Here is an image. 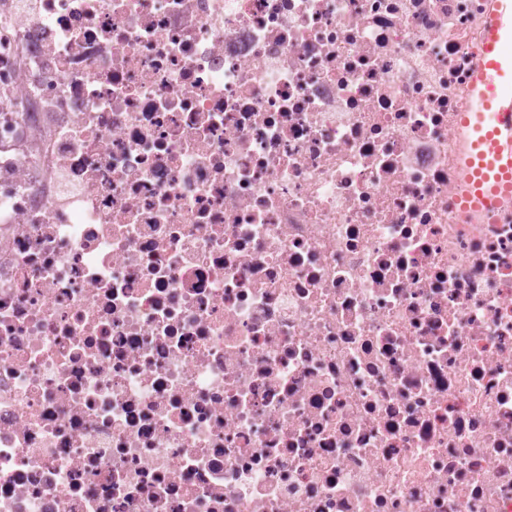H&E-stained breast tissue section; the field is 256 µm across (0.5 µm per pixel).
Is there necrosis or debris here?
<instances>
[{
    "instance_id": "obj_1",
    "label": "necrosis or debris",
    "mask_w": 512,
    "mask_h": 512,
    "mask_svg": "<svg viewBox=\"0 0 512 512\" xmlns=\"http://www.w3.org/2000/svg\"><path fill=\"white\" fill-rule=\"evenodd\" d=\"M489 7H0V512H512ZM471 96L454 129L464 143L460 199L464 211L489 214L512 200V0H493Z\"/></svg>"
}]
</instances>
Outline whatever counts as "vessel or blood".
<instances>
[{"instance_id":"vessel-or-blood-1","label":"vessel or blood","mask_w":512,"mask_h":512,"mask_svg":"<svg viewBox=\"0 0 512 512\" xmlns=\"http://www.w3.org/2000/svg\"><path fill=\"white\" fill-rule=\"evenodd\" d=\"M471 96L455 127L464 143L460 199L464 211L488 214L512 200V0H493Z\"/></svg>"}]
</instances>
